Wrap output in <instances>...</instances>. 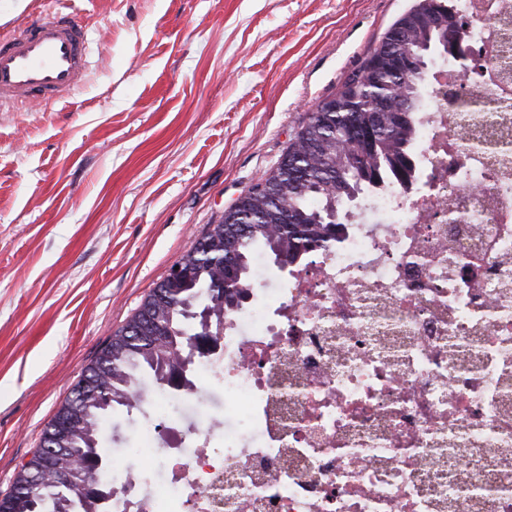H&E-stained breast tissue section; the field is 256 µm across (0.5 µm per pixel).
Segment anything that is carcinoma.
<instances>
[{"instance_id":"1","label":"carcinoma","mask_w":512,"mask_h":512,"mask_svg":"<svg viewBox=\"0 0 512 512\" xmlns=\"http://www.w3.org/2000/svg\"><path fill=\"white\" fill-rule=\"evenodd\" d=\"M414 7L407 40L391 45L405 22L400 16L336 92L309 113L278 163L184 251L176 262L182 276L164 277L81 369L14 484L25 481L29 466L42 470L44 481L31 492L0 496V512H106L92 496L72 506L76 486L68 476L112 491V483L103 481L109 471L102 448L105 423L119 411L139 409L130 381L170 383L165 352L151 337L169 331L224 335V322L250 297L257 256L281 270L329 252L346 235L347 205L388 181L409 183L415 115L430 66L467 35L455 0H414ZM395 100L411 103L412 111L378 110ZM224 286L236 289L237 299L220 301ZM75 403L81 417L73 423ZM59 433L67 451L56 456L46 446ZM76 460L84 462L78 471Z\"/></svg>"}]
</instances>
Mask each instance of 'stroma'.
<instances>
[{
	"mask_svg": "<svg viewBox=\"0 0 512 512\" xmlns=\"http://www.w3.org/2000/svg\"><path fill=\"white\" fill-rule=\"evenodd\" d=\"M411 0H75L66 101L0 112V495L83 366Z\"/></svg>",
	"mask_w": 512,
	"mask_h": 512,
	"instance_id": "stroma-1",
	"label": "stroma"
}]
</instances>
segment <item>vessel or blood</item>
I'll return each instance as SVG.
<instances>
[{"label":"vessel or blood","instance_id":"b4317fda","mask_svg":"<svg viewBox=\"0 0 512 512\" xmlns=\"http://www.w3.org/2000/svg\"><path fill=\"white\" fill-rule=\"evenodd\" d=\"M87 28L72 0H51L42 19L0 33V108L49 103L80 87L89 70Z\"/></svg>","mask_w":512,"mask_h":512}]
</instances>
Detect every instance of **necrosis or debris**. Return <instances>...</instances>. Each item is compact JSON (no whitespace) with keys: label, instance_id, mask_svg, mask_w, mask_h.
Listing matches in <instances>:
<instances>
[{"label":"necrosis or debris","instance_id":"necrosis-or-debris-1","mask_svg":"<svg viewBox=\"0 0 512 512\" xmlns=\"http://www.w3.org/2000/svg\"><path fill=\"white\" fill-rule=\"evenodd\" d=\"M478 63L427 79L414 180L378 189L334 251L257 292L190 383L167 448L112 474V512H512V0H456ZM224 394L209 402V384Z\"/></svg>","mask_w":512,"mask_h":512}]
</instances>
